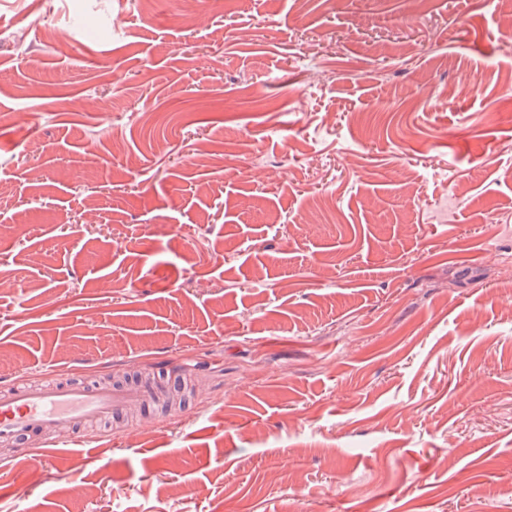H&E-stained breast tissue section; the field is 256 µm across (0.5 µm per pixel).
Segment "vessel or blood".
Returning <instances> with one entry per match:
<instances>
[{
  "label": "vessel or blood",
  "mask_w": 512,
  "mask_h": 512,
  "mask_svg": "<svg viewBox=\"0 0 512 512\" xmlns=\"http://www.w3.org/2000/svg\"><path fill=\"white\" fill-rule=\"evenodd\" d=\"M185 380L184 371L97 386L45 373L39 383L0 389V446L23 451L49 431L72 432L146 407Z\"/></svg>",
  "instance_id": "b4317fda"
}]
</instances>
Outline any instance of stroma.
<instances>
[{"mask_svg":"<svg viewBox=\"0 0 512 512\" xmlns=\"http://www.w3.org/2000/svg\"><path fill=\"white\" fill-rule=\"evenodd\" d=\"M509 112L512 0H0V385L195 384L0 512H512Z\"/></svg>","mask_w":512,"mask_h":512,"instance_id":"stroma-1","label":"stroma"}]
</instances>
